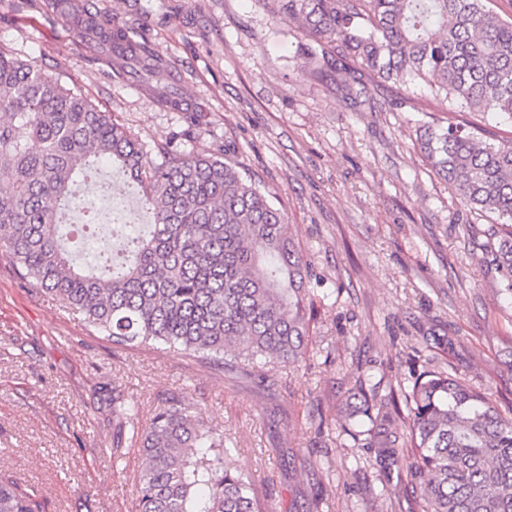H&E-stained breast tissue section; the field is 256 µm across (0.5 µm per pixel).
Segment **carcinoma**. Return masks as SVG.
Instances as JSON below:
<instances>
[{
	"mask_svg": "<svg viewBox=\"0 0 512 512\" xmlns=\"http://www.w3.org/2000/svg\"><path fill=\"white\" fill-rule=\"evenodd\" d=\"M255 2L297 23L331 72L359 66L402 85L429 77L452 106L512 119V20L487 0ZM76 20L99 35L117 78L150 87L171 73L118 19L101 18L93 0H81ZM154 101L183 113V136L206 124V109L174 88ZM419 147L462 202L502 220L494 261L512 289V143L429 125ZM103 162L140 187L152 222L130 226L121 254L78 266L63 214L82 210L98 223L88 179ZM0 247L24 278L114 345H160L263 379L269 364L298 365L307 354L314 270L252 179L221 152H184L172 138L138 142L78 89L1 50ZM353 399L348 418L365 417L360 434L389 475L407 457L391 431L394 397ZM404 399L423 512H512V420L442 372L419 373ZM112 412L122 419L117 438L128 432L139 442L135 512H261L253 482L225 460L224 435L206 429L181 396H166L144 429L137 403L119 393ZM0 512H38V503L0 477Z\"/></svg>",
	"mask_w": 512,
	"mask_h": 512,
	"instance_id": "cac0c4a2",
	"label": "carcinoma"
}]
</instances>
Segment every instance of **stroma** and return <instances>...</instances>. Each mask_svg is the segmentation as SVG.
<instances>
[{
	"instance_id": "stroma-1",
	"label": "stroma",
	"mask_w": 512,
	"mask_h": 512,
	"mask_svg": "<svg viewBox=\"0 0 512 512\" xmlns=\"http://www.w3.org/2000/svg\"><path fill=\"white\" fill-rule=\"evenodd\" d=\"M173 66L209 122L179 149L230 158L283 213L316 278L308 353L273 381L189 355L123 349L24 279L0 250V476L40 512H132L130 436L112 443V392L148 425L183 396L222 433L264 512H421L408 470L389 484L349 435L354 392L402 397L428 369L465 380L512 419V291L488 247L494 215L464 206L422 155L423 126L470 124L512 140V119L450 108L428 84L360 71L353 87L309 57V37L254 0H94ZM0 49L66 76L149 145L181 131L140 83L114 77L46 0H0Z\"/></svg>"
}]
</instances>
